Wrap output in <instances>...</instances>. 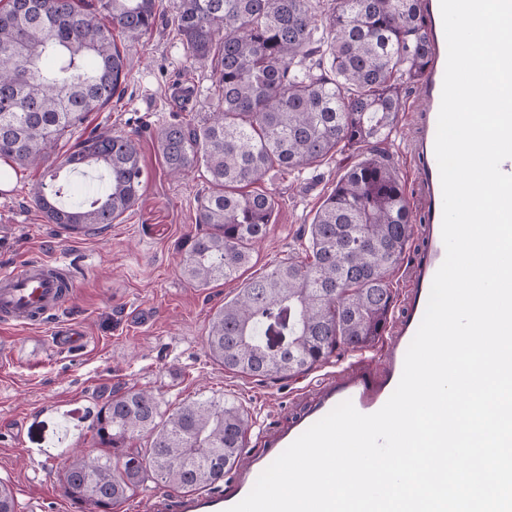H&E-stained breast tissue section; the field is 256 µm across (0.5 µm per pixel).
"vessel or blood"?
<instances>
[{
    "mask_svg": "<svg viewBox=\"0 0 512 512\" xmlns=\"http://www.w3.org/2000/svg\"><path fill=\"white\" fill-rule=\"evenodd\" d=\"M432 62L425 76L421 102L415 117L413 162L418 174L416 227L418 254L408 272L407 290L401 313L388 320L383 331L381 358L376 366H353L322 384L313 403L271 435L259 452L253 453L234 472L226 488L204 494H183L165 498L167 512H227L251 490L253 471L268 467L282 448L288 447L310 426L343 401H351L360 413L379 410L397 387L406 351L426 311L433 278L445 258L442 240L443 195L435 155V136L447 59L443 25L431 33ZM75 287L74 276L64 262L32 259L21 268L0 271V322L31 326L61 308Z\"/></svg>",
    "mask_w": 512,
    "mask_h": 512,
    "instance_id": "b4317fda",
    "label": "vessel or blood"
}]
</instances>
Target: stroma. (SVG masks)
Here are the masks:
<instances>
[{"label":"stroma","mask_w":512,"mask_h":512,"mask_svg":"<svg viewBox=\"0 0 512 512\" xmlns=\"http://www.w3.org/2000/svg\"><path fill=\"white\" fill-rule=\"evenodd\" d=\"M177 0H157V24L126 50L128 77L121 99L91 113L80 130L109 128L135 135L146 173L142 195L121 222L73 235L46 223L31 196L37 170L0 179V268L35 259L66 261L76 285L53 323L0 325V480L18 502L35 500L43 512H74L61 492L65 453L91 449L90 413L117 385L159 393L177 405L199 395H224L250 421L246 452L260 447L266 430L303 411L315 387L336 370L328 361L308 373L263 380L225 370L205 352L208 316L231 300L248 280L302 253L303 233L344 170L366 150L336 153L320 165L270 171L255 188L272 193L276 209L269 232L238 279L207 288L179 273L178 248L196 230V202L208 186L198 173L171 178L157 149L158 128L180 120L202 123L216 107L209 65L188 57L172 19ZM191 88L182 97L183 88ZM403 110L386 149L407 198L417 190L410 165L409 115L420 97L403 85ZM77 324L87 333L77 349L60 347L58 326Z\"/></svg>","instance_id":"35a3bbf8"}]
</instances>
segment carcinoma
Wrapping results in <instances>:
<instances>
[{"label": "carcinoma", "instance_id": "obj_1", "mask_svg": "<svg viewBox=\"0 0 512 512\" xmlns=\"http://www.w3.org/2000/svg\"><path fill=\"white\" fill-rule=\"evenodd\" d=\"M8 0L0 10V161L43 169L32 196L46 223L98 232L120 220L145 183L137 140L102 130L74 137L122 92L126 51L157 21L156 0ZM189 55L211 65L217 109L198 126L163 125L167 172L196 171L198 232L179 270L207 288L253 260L276 207L246 187L272 170L301 171L344 148L371 147L309 224L306 261L254 278L209 318L206 353L225 369L285 378L345 347L372 345L393 303L390 276L412 235V212L382 144L402 109L400 86L432 61L421 0H179L173 17ZM67 149L59 154L58 146ZM98 184L71 196L63 173ZM96 452L73 450L61 489L80 512H114L153 480L176 491L213 488L243 455L249 421L213 396L162 408L152 391L118 385L91 422ZM0 512H19L0 481Z\"/></svg>", "mask_w": 512, "mask_h": 512}]
</instances>
